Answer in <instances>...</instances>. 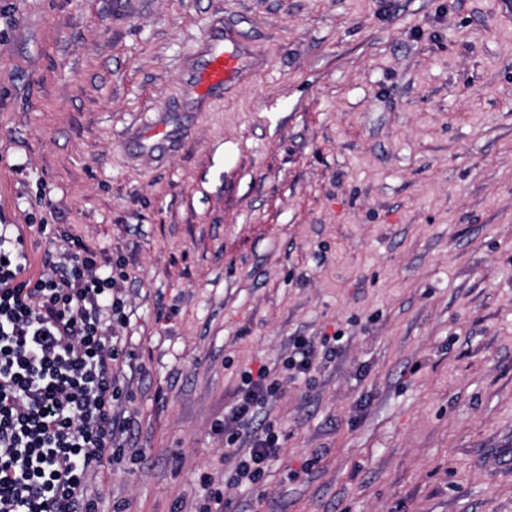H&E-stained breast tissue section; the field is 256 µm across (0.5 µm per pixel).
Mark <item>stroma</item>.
<instances>
[{
  "label": "stroma",
  "mask_w": 512,
  "mask_h": 512,
  "mask_svg": "<svg viewBox=\"0 0 512 512\" xmlns=\"http://www.w3.org/2000/svg\"><path fill=\"white\" fill-rule=\"evenodd\" d=\"M218 16L265 67L137 156ZM32 220L132 276L100 512H198L241 369L337 329L232 512H512L502 0H0V224ZM158 119L155 123L149 126H142L136 128L134 134L137 138L139 148L142 152L147 154L164 153L177 147L178 142L169 139L166 134V126L169 123L170 109L156 110Z\"/></svg>",
  "instance_id": "35a3bbf8"
}]
</instances>
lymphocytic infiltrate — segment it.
<instances>
[{"label":"lymphocytic infiltrate","mask_w":512,"mask_h":512,"mask_svg":"<svg viewBox=\"0 0 512 512\" xmlns=\"http://www.w3.org/2000/svg\"><path fill=\"white\" fill-rule=\"evenodd\" d=\"M30 268L21 227L1 224L0 512H98L91 484L123 456L119 436L129 425L112 410L121 395L112 366L125 355L118 331L130 320L131 275L61 228L42 271ZM340 339L295 338L285 369L310 374ZM241 381L220 429L228 447L244 430L253 439L226 480L231 487L258 483L281 455L274 423L256 421L278 383L263 366Z\"/></svg>","instance_id":"obj_1"}]
</instances>
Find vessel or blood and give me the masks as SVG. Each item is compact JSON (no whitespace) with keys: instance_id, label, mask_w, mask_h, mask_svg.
Segmentation results:
<instances>
[{"instance_id":"vessel-or-blood-1","label":"vessel or blood","mask_w":512,"mask_h":512,"mask_svg":"<svg viewBox=\"0 0 512 512\" xmlns=\"http://www.w3.org/2000/svg\"><path fill=\"white\" fill-rule=\"evenodd\" d=\"M260 64V59L250 53L240 31L225 25L223 18H215L207 38L182 64L179 100L183 109L197 111L222 99L225 89ZM168 123L169 113L162 110L155 123L136 128L135 136L142 152L161 154L176 148V141L165 134Z\"/></svg>"}]
</instances>
